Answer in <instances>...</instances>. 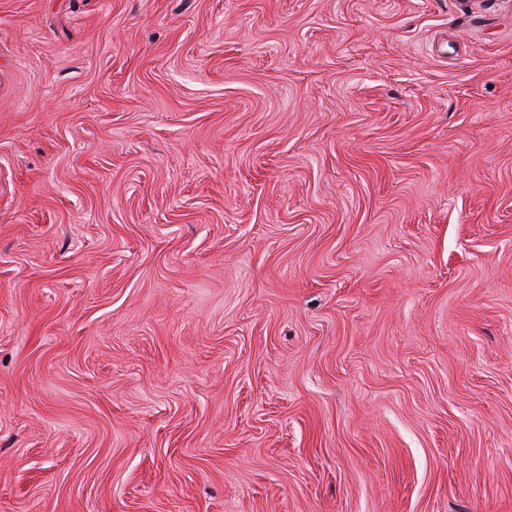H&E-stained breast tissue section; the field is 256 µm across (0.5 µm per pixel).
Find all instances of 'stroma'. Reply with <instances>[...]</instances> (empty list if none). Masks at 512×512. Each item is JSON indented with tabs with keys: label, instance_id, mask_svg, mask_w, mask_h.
I'll use <instances>...</instances> for the list:
<instances>
[{
	"label": "stroma",
	"instance_id": "35a3bbf8",
	"mask_svg": "<svg viewBox=\"0 0 512 512\" xmlns=\"http://www.w3.org/2000/svg\"><path fill=\"white\" fill-rule=\"evenodd\" d=\"M0 512H512V0H0Z\"/></svg>",
	"mask_w": 512,
	"mask_h": 512
}]
</instances>
